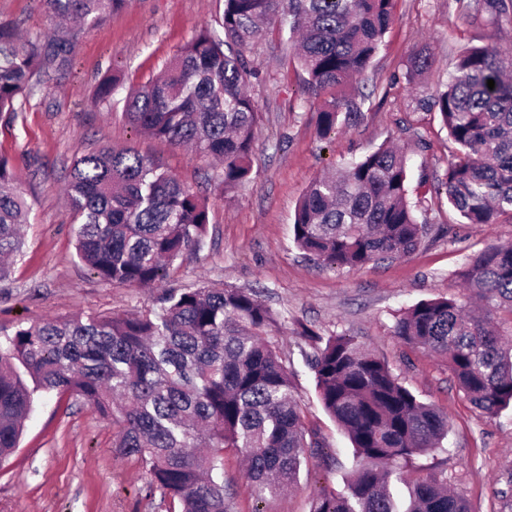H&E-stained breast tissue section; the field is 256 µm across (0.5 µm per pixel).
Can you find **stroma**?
Instances as JSON below:
<instances>
[{"instance_id": "35a3bbf8", "label": "stroma", "mask_w": 512, "mask_h": 512, "mask_svg": "<svg viewBox=\"0 0 512 512\" xmlns=\"http://www.w3.org/2000/svg\"><path fill=\"white\" fill-rule=\"evenodd\" d=\"M223 9L222 0H130L92 31L76 34L68 65L50 71L42 93L17 116H0V155L10 158L32 208L23 255L9 278L0 280V331L78 313L122 316L152 307L163 290L206 282L256 291L283 321L272 339L296 373L294 396L319 446L298 485L263 504L252 496L238 458L227 455L231 512H311L322 492L342 489L354 467L347 436L317 396L305 361L314 349L298 335L300 323L322 336L357 337L403 385L447 413V439L414 457L408 477L445 473L472 512H512V410L487 418L463 397L444 359L393 333L409 306L461 295L454 273L467 256L512 241V224L458 225L446 201L420 188L421 180L443 178L451 150L438 114L416 107L417 98L447 84L462 49L512 48V23L463 20L465 0H396L384 45L357 82L366 97L362 118L325 138L290 42L277 34L261 37L246 52L258 70L247 89L261 113L252 178L224 188L213 181L206 159L136 133L122 116V95L107 107L91 103L99 80L112 70L120 71L125 86L146 83L196 30L215 27ZM1 20L28 36L54 32L43 0H0ZM422 51L435 63L426 83L416 84L408 63ZM388 140L409 158L410 199L427 235L413 253L378 266H315L292 243L303 191L317 174ZM106 145L162 157L181 182L208 200L210 224L201 250L176 261L160 286L102 282L76 256L65 204L70 168L77 156ZM112 442L111 421L93 407L43 396L18 448L0 463V512H167V501L150 490L142 466L117 457Z\"/></svg>"}]
</instances>
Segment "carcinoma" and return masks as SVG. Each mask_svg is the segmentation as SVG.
<instances>
[{"mask_svg": "<svg viewBox=\"0 0 512 512\" xmlns=\"http://www.w3.org/2000/svg\"><path fill=\"white\" fill-rule=\"evenodd\" d=\"M52 17L90 31L127 0H45ZM395 0H224L221 30L194 32L162 74L128 93L123 117L141 134L189 147L219 164L226 187L250 180L260 112L246 92L256 67L244 54L256 38L288 33L317 99L327 135L361 115L365 98L349 90L380 51ZM512 19V0H474L469 18ZM72 43L23 38L0 22V115L17 114L40 89L46 70ZM433 60L412 58L409 77ZM495 82L489 89L487 80ZM116 74L97 84L93 103L112 104ZM417 106L439 113L454 145L433 186L465 224L512 219V52L470 46L443 90ZM408 160L382 145L316 177L295 210L292 240L311 260L358 268L413 252L425 225L409 201ZM77 256L100 280L149 287L199 250L209 206L159 159L110 147L74 160L66 189ZM30 207L10 160L0 156V258H19L20 226ZM460 280L483 302L466 316L454 297L420 301L393 331L445 358L459 391L493 417L512 406V349L497 315L512 314V242L466 259ZM279 317L259 296L236 288H184L156 306L122 317L75 315L19 323L0 338V461L17 447L42 394L76 396L116 426L115 448L140 463L179 512H229L224 451L241 453L259 500L297 484L318 443L307 439L292 397L291 372L271 340ZM315 353L306 359L318 397L348 436L356 465L344 487L317 497L313 512H469L445 476L407 481L400 471L442 447L448 416L422 402L388 364L353 336L323 337L302 328Z\"/></svg>", "mask_w": 512, "mask_h": 512, "instance_id": "1", "label": "carcinoma"}]
</instances>
